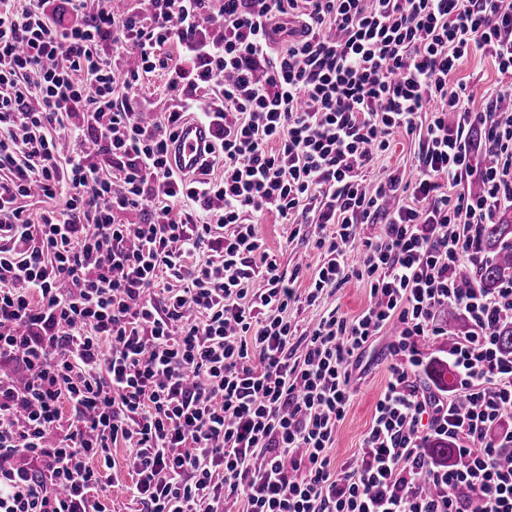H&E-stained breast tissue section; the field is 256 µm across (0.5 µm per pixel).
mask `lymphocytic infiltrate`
<instances>
[{
    "mask_svg": "<svg viewBox=\"0 0 512 512\" xmlns=\"http://www.w3.org/2000/svg\"><path fill=\"white\" fill-rule=\"evenodd\" d=\"M0 0V512H112L123 448L141 512H512V284L459 288L482 225L512 209V7L504 0ZM304 30L274 48L277 17ZM181 51L169 66L164 46ZM508 82L472 111L451 78L471 48ZM138 59L118 73L110 53ZM168 108L143 122L142 81ZM216 126L217 177L176 170L187 113ZM413 137L410 177L365 171ZM479 176L482 190H462ZM48 207L32 213L23 198ZM141 209L146 222L119 214ZM315 227L305 292L255 219ZM360 224L378 230L357 239ZM357 316L316 306L351 278ZM457 308L441 397L417 384L419 341ZM389 335V376L358 450L331 461L353 366ZM460 462L434 461L429 440ZM165 76L163 71H158L145 80L144 95L152 102L153 112H163L168 107L164 95Z\"/></svg>",
    "mask_w": 512,
    "mask_h": 512,
    "instance_id": "lymphocytic-infiltrate-1",
    "label": "lymphocytic infiltrate"
}]
</instances>
